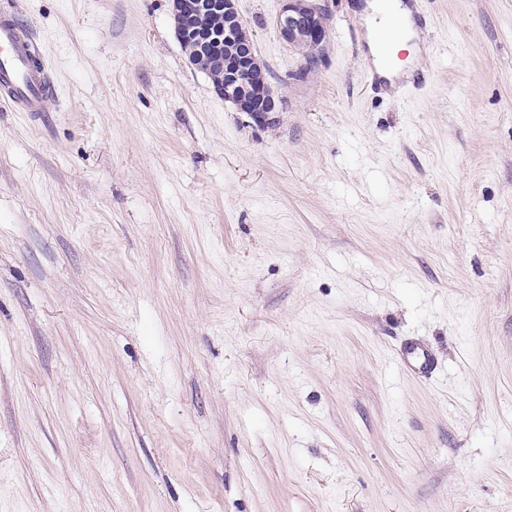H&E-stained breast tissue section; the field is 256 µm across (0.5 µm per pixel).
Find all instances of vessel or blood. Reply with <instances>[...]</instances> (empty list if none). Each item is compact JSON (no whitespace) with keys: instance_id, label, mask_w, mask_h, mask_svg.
Segmentation results:
<instances>
[{"instance_id":"b4317fda","label":"vessel or blood","mask_w":512,"mask_h":512,"mask_svg":"<svg viewBox=\"0 0 512 512\" xmlns=\"http://www.w3.org/2000/svg\"><path fill=\"white\" fill-rule=\"evenodd\" d=\"M51 88L48 68L41 58L32 31L11 15L0 13V90L16 111H45ZM397 355L411 375L432 378L437 369L435 355L413 339L404 340Z\"/></svg>"}]
</instances>
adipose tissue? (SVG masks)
Segmentation results:
<instances>
[{
  "label": "adipose tissue",
  "mask_w": 512,
  "mask_h": 512,
  "mask_svg": "<svg viewBox=\"0 0 512 512\" xmlns=\"http://www.w3.org/2000/svg\"><path fill=\"white\" fill-rule=\"evenodd\" d=\"M417 38L411 12L405 6H394L393 10L382 12L380 20H369L368 45L381 75L392 78L403 72L406 63L399 54L412 52Z\"/></svg>",
  "instance_id": "ef3b65f1"
}]
</instances>
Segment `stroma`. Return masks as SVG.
<instances>
[{
  "instance_id": "1",
  "label": "stroma",
  "mask_w": 512,
  "mask_h": 512,
  "mask_svg": "<svg viewBox=\"0 0 512 512\" xmlns=\"http://www.w3.org/2000/svg\"><path fill=\"white\" fill-rule=\"evenodd\" d=\"M314 2L306 71L237 0L259 125L170 0H0L53 81L0 98V512H512V0H412L415 97ZM241 29L244 31L246 51L224 60V76L214 81L213 88L236 111L245 112L254 121L264 123L271 120L274 112H278V99L272 93L267 75L253 52V35L243 25ZM256 85L266 88V94L260 101L251 95ZM198 47L196 48L195 55L191 58L189 65L200 72L209 73L210 60L216 56L219 49L223 48L224 38L209 36L207 33H202L196 37ZM402 367L411 375L430 379L437 369L435 355L417 340H404L397 349Z\"/></svg>"
}]
</instances>
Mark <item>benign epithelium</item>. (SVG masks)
I'll use <instances>...</instances> for the list:
<instances>
[{
  "mask_svg": "<svg viewBox=\"0 0 512 512\" xmlns=\"http://www.w3.org/2000/svg\"><path fill=\"white\" fill-rule=\"evenodd\" d=\"M235 15V0H172V15L176 34L196 35L198 47L189 65L203 73L209 72L210 60L223 48V39L206 33L196 34V21L214 8ZM275 25L282 38L290 43L302 41L307 51L303 69L315 66L323 56L326 29L321 8L309 0H285ZM246 51L235 58L224 60V76L213 83L215 92L231 103L236 111L244 112L258 123L270 120L278 111V99L271 91L267 75L253 52L254 39L249 30H244Z\"/></svg>",
  "mask_w": 512,
  "mask_h": 512,
  "instance_id": "obj_1",
  "label": "benign epithelium"
}]
</instances>
